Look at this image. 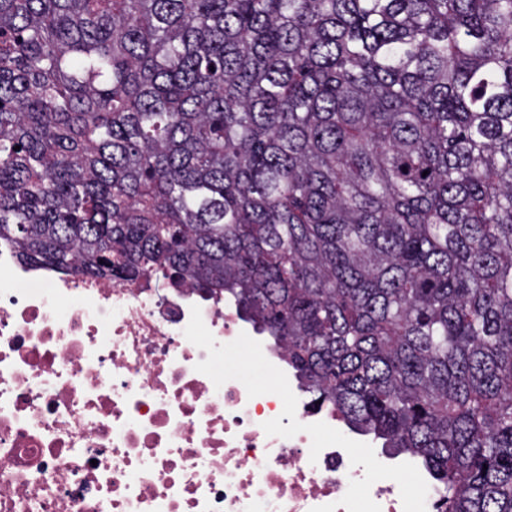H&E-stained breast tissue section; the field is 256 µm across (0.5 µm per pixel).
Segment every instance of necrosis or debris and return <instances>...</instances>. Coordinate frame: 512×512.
<instances>
[{"label": "necrosis or debris", "mask_w": 512, "mask_h": 512, "mask_svg": "<svg viewBox=\"0 0 512 512\" xmlns=\"http://www.w3.org/2000/svg\"><path fill=\"white\" fill-rule=\"evenodd\" d=\"M292 390L231 300L0 249V512H442Z\"/></svg>", "instance_id": "1"}]
</instances>
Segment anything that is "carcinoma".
I'll return each mask as SVG.
<instances>
[{"label": "carcinoma", "instance_id": "carcinoma-1", "mask_svg": "<svg viewBox=\"0 0 512 512\" xmlns=\"http://www.w3.org/2000/svg\"><path fill=\"white\" fill-rule=\"evenodd\" d=\"M0 247L233 299L512 512V0H0Z\"/></svg>", "mask_w": 512, "mask_h": 512}]
</instances>
